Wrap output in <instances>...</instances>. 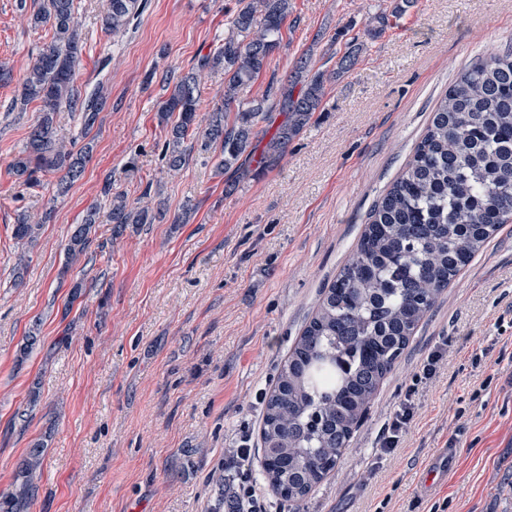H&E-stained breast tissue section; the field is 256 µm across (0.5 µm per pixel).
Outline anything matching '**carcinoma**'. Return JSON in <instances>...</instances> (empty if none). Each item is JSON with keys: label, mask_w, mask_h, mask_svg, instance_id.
<instances>
[{"label": "carcinoma", "mask_w": 512, "mask_h": 512, "mask_svg": "<svg viewBox=\"0 0 512 512\" xmlns=\"http://www.w3.org/2000/svg\"><path fill=\"white\" fill-rule=\"evenodd\" d=\"M224 43L202 55L194 67L166 79L167 95L157 110L166 126L167 168L179 172L195 146L222 148L217 170L233 168L238 178L224 186L231 194L250 170L238 165L251 155L258 125L272 111L284 120L268 140L259 165H278L288 145L323 111L326 86L345 77L359 62L365 41L354 36L336 52L331 71L314 69L311 59L296 61L280 81L274 99L236 104L238 93L258 78L280 47L291 0H238ZM415 6V0H391L390 13L373 17L364 32L370 39ZM141 0H108L102 29L116 36L138 13ZM29 26L48 25L51 42L25 69L21 106L36 103L39 119L27 145L11 161L13 175L27 185L39 174L59 173V192L83 172L92 152L60 137L57 113L81 112L85 131L95 126L106 104L104 88L81 97L76 87L83 36L74 0H46L26 17ZM224 72V105L202 114L205 72ZM142 197L131 202L111 196L107 221L119 236L132 225L152 224L160 216ZM38 220L19 218L13 236L21 245L36 240ZM100 223L91 206L71 228L68 259L80 261ZM512 223V48L462 71L433 110L421 140L403 170L374 204L355 251L329 285L314 316L297 337L278 378L264 399L263 454L259 460L273 491L300 503L327 474L323 464L338 461L380 383L429 316L440 293L505 224ZM45 444L28 449L9 491L0 496V512H23L32 500L43 465Z\"/></svg>", "instance_id": "carcinoma-1"}]
</instances>
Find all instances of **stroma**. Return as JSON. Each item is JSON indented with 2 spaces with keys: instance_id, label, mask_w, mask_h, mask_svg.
I'll return each instance as SVG.
<instances>
[{
  "instance_id": "obj_1",
  "label": "stroma",
  "mask_w": 512,
  "mask_h": 512,
  "mask_svg": "<svg viewBox=\"0 0 512 512\" xmlns=\"http://www.w3.org/2000/svg\"><path fill=\"white\" fill-rule=\"evenodd\" d=\"M44 2L0 0V62L13 74L0 82V494L40 440L25 512H210L214 471L241 433L260 448L265 393L438 100L463 68L512 46V0H417L328 85L323 111L280 165L230 195L236 173L217 172L218 148L168 171L157 109L164 78L222 43L236 0H143L118 36L100 26L105 0H75L78 90L101 84L109 97L91 131L80 113L57 115L65 141L93 143L61 198L57 174L30 187L9 170L39 118L36 104L15 106L20 77L52 39L21 14ZM388 4L292 0L280 49L240 100L262 97L301 56L331 67V47L363 34ZM108 186L132 200L150 189L162 215L120 236L99 225L69 265L70 229L106 204ZM24 213L48 220L23 248L13 227ZM442 344L447 361L414 383ZM411 388L414 422L394 453L380 454ZM451 445L456 460L423 489L424 466ZM271 501L274 512H512V224L439 296L335 469L303 502Z\"/></svg>"
}]
</instances>
